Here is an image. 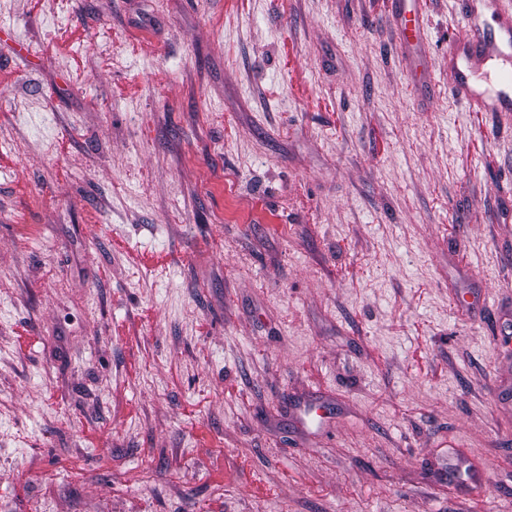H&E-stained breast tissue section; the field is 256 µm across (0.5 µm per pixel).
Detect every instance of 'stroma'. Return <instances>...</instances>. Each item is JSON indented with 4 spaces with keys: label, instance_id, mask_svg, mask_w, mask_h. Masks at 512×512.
<instances>
[{
    "label": "stroma",
    "instance_id": "obj_1",
    "mask_svg": "<svg viewBox=\"0 0 512 512\" xmlns=\"http://www.w3.org/2000/svg\"><path fill=\"white\" fill-rule=\"evenodd\" d=\"M420 4L0 0V512H512V112ZM418 0H393L392 16L400 31L402 41L413 48L422 39V17L417 8Z\"/></svg>",
    "mask_w": 512,
    "mask_h": 512
}]
</instances>
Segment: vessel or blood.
<instances>
[{
	"mask_svg": "<svg viewBox=\"0 0 512 512\" xmlns=\"http://www.w3.org/2000/svg\"><path fill=\"white\" fill-rule=\"evenodd\" d=\"M392 16L407 47H414L422 38V17L417 0H392ZM458 64L452 92L479 112H511L512 96L507 89L512 77L503 76L498 89L480 88L471 79L474 67L500 59L505 46H512V19H505L500 28L485 26L476 10H466L459 30L450 38Z\"/></svg>",
	"mask_w": 512,
	"mask_h": 512,
	"instance_id": "1",
	"label": "vessel or blood"
}]
</instances>
